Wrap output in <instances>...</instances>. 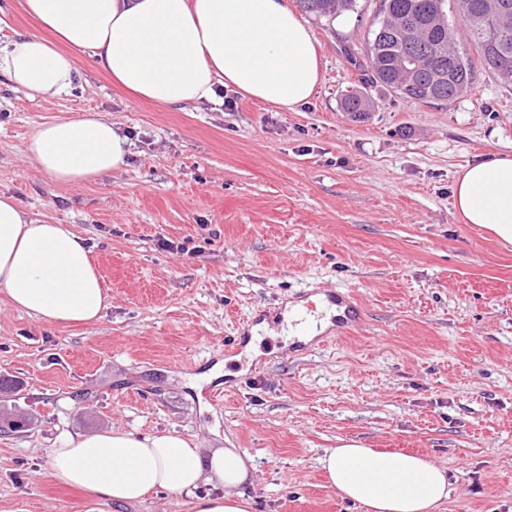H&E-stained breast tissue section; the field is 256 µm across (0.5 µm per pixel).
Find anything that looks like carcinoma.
I'll return each instance as SVG.
<instances>
[{"label":"carcinoma","instance_id":"1","mask_svg":"<svg viewBox=\"0 0 512 512\" xmlns=\"http://www.w3.org/2000/svg\"><path fill=\"white\" fill-rule=\"evenodd\" d=\"M315 17H334L356 8V0H297ZM467 5L466 33L477 42L484 65L512 84V0H455ZM448 0H381L374 28L362 48L344 47L362 84L385 87L413 104H451L470 91L476 79L473 62L456 46L448 25ZM368 94L353 89L341 109L354 121L367 119Z\"/></svg>","mask_w":512,"mask_h":512}]
</instances>
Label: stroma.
Segmentation results:
<instances>
[{"mask_svg": "<svg viewBox=\"0 0 512 512\" xmlns=\"http://www.w3.org/2000/svg\"><path fill=\"white\" fill-rule=\"evenodd\" d=\"M379 0L304 16L320 64L310 101L237 98L172 108L134 101L86 56L68 94L29 99L0 75V193L86 239L104 281L100 321L38 322L0 296V512H189L159 490L118 505L58 485L64 433L171 432L249 458L252 512H365L319 464L330 448L422 455L448 471L439 512H512V245L465 223L452 186L469 163L512 153V85L477 72L450 104L380 87L352 121ZM100 112L130 142L120 170L49 181L24 153L35 127ZM352 291L361 326L287 358L273 313ZM260 327L240 354V322ZM341 109L346 112L353 121H364L368 117L372 103L366 93L361 89H353L341 100Z\"/></svg>", "mask_w": 512, "mask_h": 512, "instance_id": "stroma-1", "label": "stroma"}]
</instances>
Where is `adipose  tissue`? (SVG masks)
<instances>
[{
	"label": "adipose tissue",
	"mask_w": 512,
	"mask_h": 512,
	"mask_svg": "<svg viewBox=\"0 0 512 512\" xmlns=\"http://www.w3.org/2000/svg\"><path fill=\"white\" fill-rule=\"evenodd\" d=\"M54 35L21 34L0 46V72L30 98L68 93L87 55L133 97L166 106L212 102L230 87L295 109L320 81L306 25L286 0H22ZM127 139L103 114L39 125L26 143L36 168L58 184L93 183L120 169ZM465 222L512 244V154L466 166L452 186ZM85 240L63 224L0 195V293L41 322L91 323L106 298ZM320 463L341 498L368 512H438L448 473L422 457L349 443ZM55 481L116 504L165 489L190 512H251L247 458L233 448L209 453L172 434L120 429L64 434L50 452Z\"/></svg>",
	"instance_id": "obj_1"
}]
</instances>
